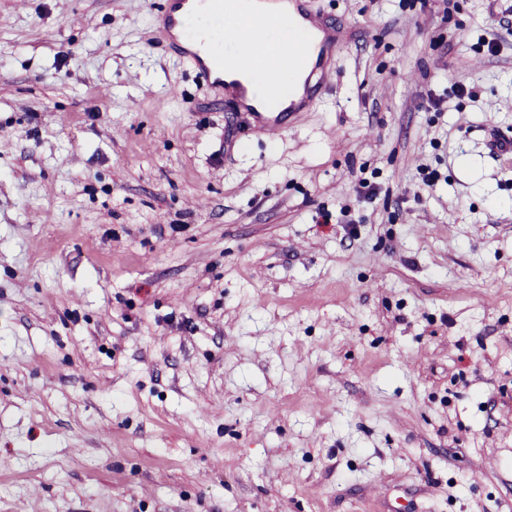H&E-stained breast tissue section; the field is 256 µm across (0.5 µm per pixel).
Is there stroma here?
Masks as SVG:
<instances>
[{"mask_svg":"<svg viewBox=\"0 0 512 512\" xmlns=\"http://www.w3.org/2000/svg\"><path fill=\"white\" fill-rule=\"evenodd\" d=\"M163 2L0 0V512H512L501 12L309 0L246 142ZM245 112L242 114L246 117H252L254 122L248 121L247 129L252 134H265L273 135L283 133L288 129L290 122L289 118L293 112H278L272 118L262 119L258 112H250L251 109L244 107Z\"/></svg>","mask_w":512,"mask_h":512,"instance_id":"35a3bbf8","label":"stroma"}]
</instances>
